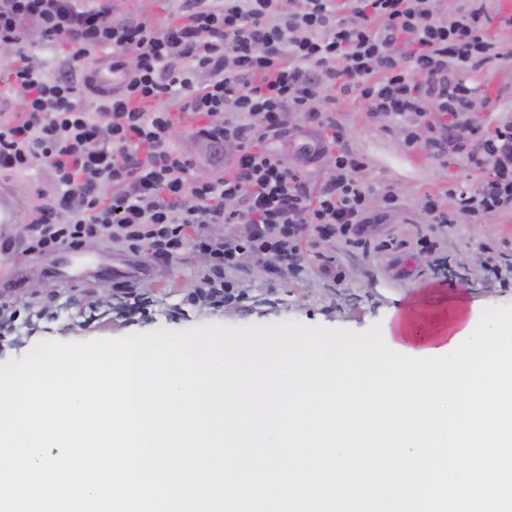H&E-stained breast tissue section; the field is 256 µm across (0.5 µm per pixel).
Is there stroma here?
<instances>
[{"label": "stroma", "instance_id": "35a3bbf8", "mask_svg": "<svg viewBox=\"0 0 512 512\" xmlns=\"http://www.w3.org/2000/svg\"><path fill=\"white\" fill-rule=\"evenodd\" d=\"M469 81L482 90L476 102L480 121L490 127L512 122V59L471 75ZM338 118L349 144L366 162L362 180L376 186L392 185L402 198L401 207L390 213L386 223L372 227L374 238L400 241L399 250L363 252L340 241L326 245L325 254L333 256L343 275L338 282L323 275L321 262L315 258L309 261L307 276L298 281L286 278L274 284L268 274L257 275L249 269L238 280V299L219 309H199L185 302L204 264L202 256L193 251L160 266L146 253L122 250L103 240L86 249L99 276L62 283L51 277L56 257L31 254L19 258L0 251V286L12 291L19 302L31 300L38 292L56 291L63 297L54 315L18 323L0 338V363L22 359L43 340L87 342L157 329L286 321L361 332L376 323L386 324L393 311L406 307L414 308L426 323L460 300L479 310L512 304V280L501 281L480 267L488 247L512 261V211L448 225L438 237L436 253L421 252L416 244L428 231L421 200L429 194L444 196L455 183L475 188L481 173L460 160L448 161L422 149L407 150L395 126L385 118L369 117L356 98L342 104ZM196 125L194 115H181L174 142L197 159V174L206 178L217 159L208 145L192 139ZM0 181L17 187V209L24 220L33 207L49 202L54 192L49 174L39 169L5 172ZM128 279L151 297L146 313L107 305L71 306L65 301L66 295L81 290L103 294Z\"/></svg>", "mask_w": 512, "mask_h": 512}]
</instances>
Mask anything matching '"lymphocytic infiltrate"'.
<instances>
[{
	"mask_svg": "<svg viewBox=\"0 0 512 512\" xmlns=\"http://www.w3.org/2000/svg\"><path fill=\"white\" fill-rule=\"evenodd\" d=\"M467 2L448 16L437 0H173L178 21L158 26L114 16L110 0H0V46L14 51L0 101H20L0 113V172L39 166L55 188L22 253L106 238L169 263L190 248L205 265L187 299L217 305L249 266L302 276L313 240L369 249L370 225L400 197L360 177L365 161L337 118L350 96L401 128L408 150L484 171L475 190L449 189L453 208L427 198L432 231L512 210V125L474 134L478 89L464 79L512 55L490 31L488 0ZM34 34L60 52L54 71L24 52ZM103 48L120 80L95 98L76 74ZM174 106L199 117L193 135L223 152L224 170L200 178L173 149ZM305 131L303 163L288 166L271 143ZM322 158L314 190L305 166Z\"/></svg>",
	"mask_w": 512,
	"mask_h": 512,
	"instance_id": "f902f5d3",
	"label": "lymphocytic infiltrate"
}]
</instances>
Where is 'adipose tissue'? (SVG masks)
<instances>
[{
	"label": "adipose tissue",
	"mask_w": 512,
	"mask_h": 512,
	"mask_svg": "<svg viewBox=\"0 0 512 512\" xmlns=\"http://www.w3.org/2000/svg\"><path fill=\"white\" fill-rule=\"evenodd\" d=\"M473 317L472 310L458 305L448 312L447 322L433 321L428 326H419L412 311L396 316L388 328L391 341L395 345L416 352L449 346L456 334L462 332Z\"/></svg>",
	"instance_id": "1"
}]
</instances>
